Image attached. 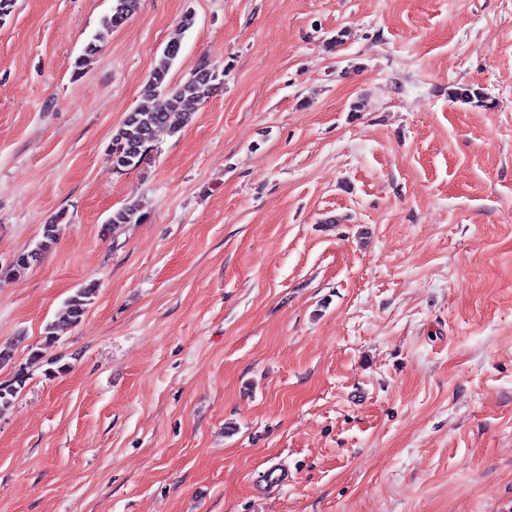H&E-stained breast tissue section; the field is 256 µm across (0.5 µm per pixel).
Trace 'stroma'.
<instances>
[{"instance_id": "obj_1", "label": "stroma", "mask_w": 512, "mask_h": 512, "mask_svg": "<svg viewBox=\"0 0 512 512\" xmlns=\"http://www.w3.org/2000/svg\"><path fill=\"white\" fill-rule=\"evenodd\" d=\"M112 4L0 23V512H512V0H141L86 54ZM187 14L214 90L115 170ZM54 240V225L47 224L43 227L42 240L36 246L27 253L18 255L13 263L4 271L6 275H20L28 270L32 265L36 264L42 252L50 247ZM95 292V284H88L79 288L66 301L61 313V321L67 324H75L83 318L87 307L90 304L91 297ZM27 374L23 369H18L13 376L4 382H0V411L9 408L20 392L25 386ZM288 467L284 465H274L267 469L264 478L255 487L257 494L264 495L271 490L283 487L289 481Z\"/></svg>"}]
</instances>
